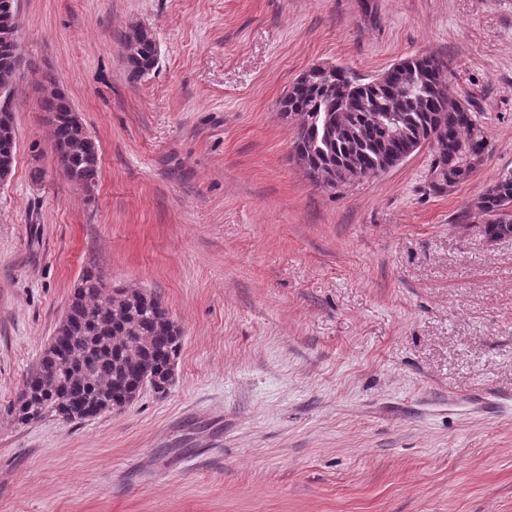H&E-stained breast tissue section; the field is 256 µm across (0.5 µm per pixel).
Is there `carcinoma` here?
<instances>
[{"mask_svg":"<svg viewBox=\"0 0 512 512\" xmlns=\"http://www.w3.org/2000/svg\"><path fill=\"white\" fill-rule=\"evenodd\" d=\"M18 0H0V96L14 90ZM120 47L125 76L137 81L157 63L156 40L141 24L128 27ZM42 108L59 162L68 179L85 190L100 179L98 148L75 117V109L51 77L42 85ZM285 118L297 121L293 157L307 175L334 189L369 171L399 165L409 144L434 142L431 189L443 193L482 165L474 153L485 130L455 98L448 65L434 56H414L385 71L384 82H360L343 70L310 68L281 102ZM17 135L12 112L0 106V168H13ZM490 239L512 236V172L500 174L473 204L469 217ZM182 332L161 298L138 288L114 287L87 270L74 287L68 310L17 400L15 415L29 423L45 414L83 421L120 412L144 386L167 393Z\"/></svg>","mask_w":512,"mask_h":512,"instance_id":"1","label":"carcinoma"}]
</instances>
